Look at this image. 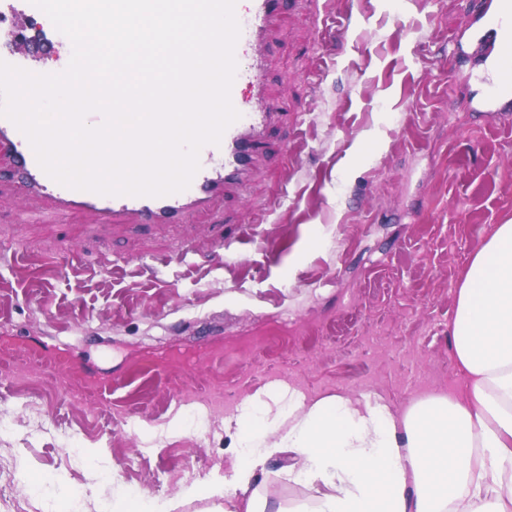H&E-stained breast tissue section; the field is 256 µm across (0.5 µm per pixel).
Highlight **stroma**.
<instances>
[{"mask_svg":"<svg viewBox=\"0 0 512 512\" xmlns=\"http://www.w3.org/2000/svg\"><path fill=\"white\" fill-rule=\"evenodd\" d=\"M263 48L282 116L257 171L186 224H14L0 197V512H100L122 491L165 500L222 476L224 415L292 383L375 391L398 409L461 385L456 293L512 220V111L470 109L473 0H288ZM19 31L32 70L69 42ZM181 426H173L174 417ZM258 491L311 512L314 489L271 460Z\"/></svg>","mask_w":512,"mask_h":512,"instance_id":"stroma-1","label":"stroma"}]
</instances>
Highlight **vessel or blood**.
Instances as JSON below:
<instances>
[{
  "mask_svg": "<svg viewBox=\"0 0 512 512\" xmlns=\"http://www.w3.org/2000/svg\"><path fill=\"white\" fill-rule=\"evenodd\" d=\"M285 12L284 0H237L235 14L241 33L235 48V80L251 84L256 103L245 106L239 96L231 102L239 119L224 132L220 144L199 153L200 168L190 186L162 197L100 195L63 186L40 167L27 138L0 116V154L22 203L15 213L21 224L49 216L64 223L79 219L92 224H184L197 211L209 208L225 187L244 182L252 173L254 149L272 114L264 106L259 60L245 62ZM472 38L477 62L484 67L485 90L476 92V109L498 113L512 104V57L503 53L512 42V0H479Z\"/></svg>",
  "mask_w": 512,
  "mask_h": 512,
  "instance_id": "b4317fda",
  "label": "vessel or blood"
}]
</instances>
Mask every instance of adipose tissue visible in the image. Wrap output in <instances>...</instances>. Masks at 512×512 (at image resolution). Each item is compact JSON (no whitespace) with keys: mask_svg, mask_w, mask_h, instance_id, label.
I'll list each match as a JSON object with an SVG mask.
<instances>
[{"mask_svg":"<svg viewBox=\"0 0 512 512\" xmlns=\"http://www.w3.org/2000/svg\"><path fill=\"white\" fill-rule=\"evenodd\" d=\"M467 375L461 395L432 393L398 410L375 392L319 399L282 387L276 415L264 399L224 417L237 455L219 480L158 501L120 493L112 512H178L220 498L224 512H282L250 491L268 462L317 486L313 512H512V224L495 225L473 253L452 326Z\"/></svg>","mask_w":512,"mask_h":512,"instance_id":"1","label":"adipose tissue"}]
</instances>
